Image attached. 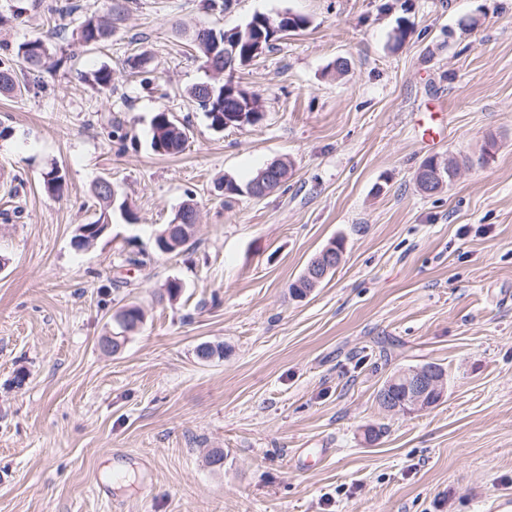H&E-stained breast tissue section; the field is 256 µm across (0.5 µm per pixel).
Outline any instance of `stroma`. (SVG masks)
I'll list each match as a JSON object with an SVG mask.
<instances>
[{
  "label": "stroma",
  "instance_id": "obj_1",
  "mask_svg": "<svg viewBox=\"0 0 512 512\" xmlns=\"http://www.w3.org/2000/svg\"><path fill=\"white\" fill-rule=\"evenodd\" d=\"M121 2L93 47L72 31L109 0H0V63L20 68L36 38L51 53L28 93L0 94V512H489L512 497V0ZM284 12L306 26L236 74L260 119L215 131L189 94L212 77L193 31ZM100 68L111 86L90 81ZM431 106L445 132L427 147ZM163 110L190 126L180 155L150 147ZM430 156L472 162L427 196L414 175ZM279 159L280 188L224 196ZM103 178L127 207L76 246ZM190 198L193 238L158 253ZM335 238V274L294 298ZM126 304L144 322L104 353ZM205 342L223 357L198 359ZM426 363L443 399L385 411L384 380ZM197 209L198 208H197V205L195 203L184 202L179 207L173 224H166L164 226V228L162 230H160L159 233L156 235V246H157V249H159L161 252L163 251L164 253H168L167 250L165 249V245H164V244L167 245V242H166L164 234L168 230L169 225H170V228L168 230V234H166L167 239H168V235L171 236V237H175V236L179 235L180 231H181V235L182 236H189L191 233H193L197 224H182V222H183V214L185 212H187V211H192L193 212V221H194V223H197V215H198V210ZM190 237H192V235L189 236L188 238L184 239L182 241L183 245L180 248H178L177 250H175V251L176 252L180 251L184 246H186L189 243L190 239H191ZM168 240L172 241L170 239H168ZM162 243H164V244H162ZM160 244H162V250L159 248Z\"/></svg>",
  "mask_w": 512,
  "mask_h": 512
}]
</instances>
